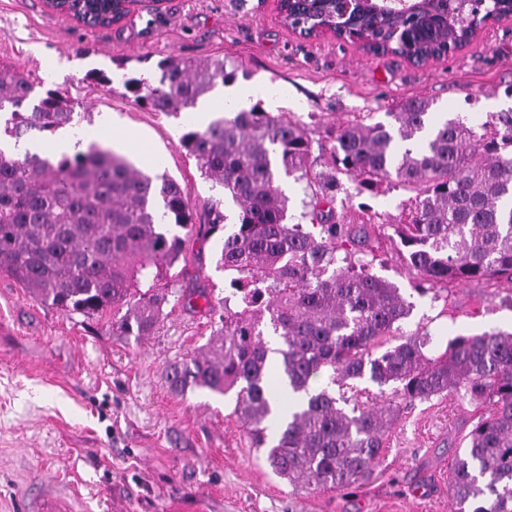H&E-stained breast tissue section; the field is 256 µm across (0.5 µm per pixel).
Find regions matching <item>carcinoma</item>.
Returning a JSON list of instances; mask_svg holds the SVG:
<instances>
[{"label":"carcinoma","instance_id":"cac0c4a2","mask_svg":"<svg viewBox=\"0 0 512 512\" xmlns=\"http://www.w3.org/2000/svg\"><path fill=\"white\" fill-rule=\"evenodd\" d=\"M95 3L91 22L112 25L109 0ZM506 8L485 0L456 26L450 45L468 42ZM290 17L303 29L331 23L303 10ZM430 27L401 22L409 40L388 42L390 51L445 47L427 37ZM159 69L156 84L127 77L123 85L137 104L174 117L234 76L222 59L169 58ZM35 87L31 74L0 62V273L63 312L111 311L123 335L151 336L169 296L156 283L185 243L173 228L196 229L187 192L95 142L60 156L9 150L32 130L54 134L74 120L78 102L68 92L36 98ZM431 106L414 98L386 121L368 123L367 114L340 124L317 157L305 127L257 105L184 134L182 146L238 207V222L225 224L222 201L211 203L204 234L222 233L218 268L227 294L215 305L204 291L174 293L203 300L206 314L220 306V326L192 365H171L166 380L177 394L190 386L236 390L233 414L277 475L295 487L337 490L373 474L405 407L460 391L483 415L451 465L449 512H512V333L457 336L434 357L424 352L427 339L396 336L412 305L371 272L391 235L383 224L336 215L341 177L355 183L358 197L394 179L412 193L394 234L420 293L512 280V109L468 125L435 119ZM325 155L330 170L314 172ZM283 174L305 182L310 231L287 222ZM362 379L380 387L381 400L348 412L336 388Z\"/></svg>","mask_w":512,"mask_h":512}]
</instances>
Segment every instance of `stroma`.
Segmentation results:
<instances>
[{
  "mask_svg": "<svg viewBox=\"0 0 512 512\" xmlns=\"http://www.w3.org/2000/svg\"><path fill=\"white\" fill-rule=\"evenodd\" d=\"M223 58L252 103L298 121L329 143L338 124L424 97L437 116L483 122L512 108V20L492 21L451 57L421 64L374 55L348 40L305 39L285 27L277 0H137L118 24L88 28L45 0H0V61L37 76L36 95L62 88L92 117L109 113L128 157L186 188L196 223L209 221L212 186L181 145L189 113L168 117L134 102L122 76L156 81L167 57ZM112 76L111 86L91 80ZM408 191L384 182L336 210L358 223H398ZM370 213H362L359 203ZM216 238L191 237L164 279L175 289L224 295ZM389 279L412 302L404 334L427 332V353L457 336L512 331V281L479 280L419 295L415 276L384 243ZM216 328L213 317L169 298L153 335L112 328L111 314L87 319L36 300L0 275V512H37L50 492L77 490L91 512H448V468L478 420L460 397L404 410L372 479L345 491L298 489L252 448L234 414V394L171 392L166 370L193 359Z\"/></svg>",
  "mask_w": 512,
  "mask_h": 512,
  "instance_id": "obj_1",
  "label": "stroma"
}]
</instances>
